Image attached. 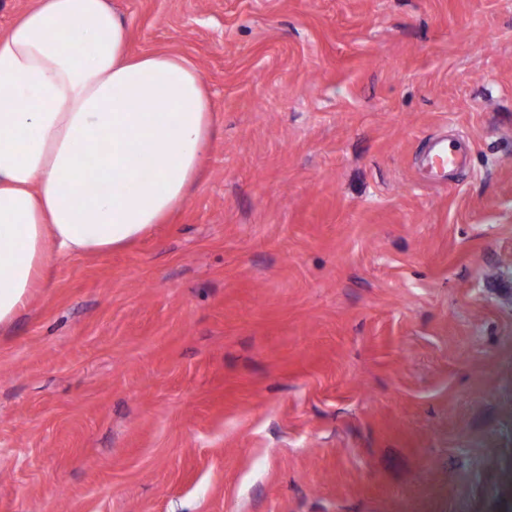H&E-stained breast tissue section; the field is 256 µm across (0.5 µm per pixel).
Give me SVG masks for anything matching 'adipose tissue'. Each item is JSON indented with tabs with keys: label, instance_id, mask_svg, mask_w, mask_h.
Instances as JSON below:
<instances>
[{
	"label": "adipose tissue",
	"instance_id": "adipose-tissue-1",
	"mask_svg": "<svg viewBox=\"0 0 512 512\" xmlns=\"http://www.w3.org/2000/svg\"><path fill=\"white\" fill-rule=\"evenodd\" d=\"M126 40L108 0H37L0 34V325L51 254L129 245L199 177L214 116L196 67Z\"/></svg>",
	"mask_w": 512,
	"mask_h": 512
}]
</instances>
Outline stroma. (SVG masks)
Returning a JSON list of instances; mask_svg holds the SVG:
<instances>
[{
	"label": "stroma",
	"instance_id": "stroma-1",
	"mask_svg": "<svg viewBox=\"0 0 512 512\" xmlns=\"http://www.w3.org/2000/svg\"><path fill=\"white\" fill-rule=\"evenodd\" d=\"M109 2L217 135L0 327V512H512V0ZM431 152L432 168L436 167L440 171V177L447 168L458 170L465 168L467 165V157L465 155L455 152L452 147L448 146V144H443L442 141H436Z\"/></svg>",
	"mask_w": 512,
	"mask_h": 512
}]
</instances>
